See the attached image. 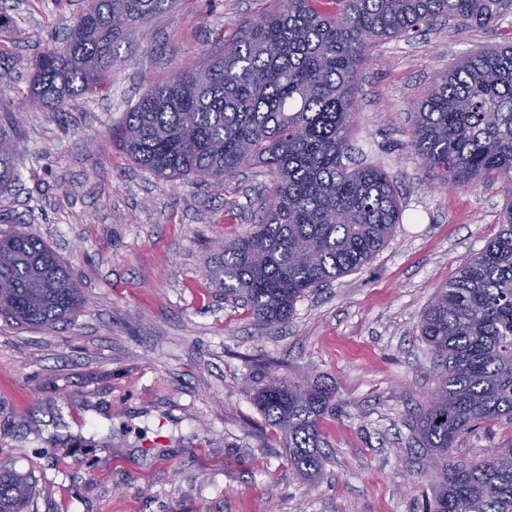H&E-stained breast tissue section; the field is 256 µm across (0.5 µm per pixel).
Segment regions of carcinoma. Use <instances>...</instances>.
Here are the masks:
<instances>
[{
    "mask_svg": "<svg viewBox=\"0 0 512 512\" xmlns=\"http://www.w3.org/2000/svg\"><path fill=\"white\" fill-rule=\"evenodd\" d=\"M175 0H89L65 41L32 64L27 97L59 114L72 97L102 91L115 43ZM512 0H282L242 26L221 54L156 82L128 112L123 145L140 167L166 178L217 184L249 166L276 180L258 224L224 247L208 275L265 327L293 317L304 295L368 263L400 219L391 176L350 166L355 85L377 41L452 22L490 27ZM0 98V193L17 180ZM412 147L446 187L499 182L502 230L437 289L421 325L441 368L411 415L433 478L426 512H512V441L478 460L458 459V440L499 418L512 421V44L480 50L438 74L410 126ZM85 304L77 278L34 232H0V316L51 327ZM336 389L270 375L256 405L281 435L295 473L322 467L320 427ZM33 486L0 469V512H25Z\"/></svg>",
    "mask_w": 512,
    "mask_h": 512,
    "instance_id": "cac0c4a2",
    "label": "carcinoma"
}]
</instances>
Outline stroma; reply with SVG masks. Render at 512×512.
Returning <instances> with one entry per match:
<instances>
[{"label": "stroma", "instance_id": "stroma-1", "mask_svg": "<svg viewBox=\"0 0 512 512\" xmlns=\"http://www.w3.org/2000/svg\"><path fill=\"white\" fill-rule=\"evenodd\" d=\"M280 0H176L116 44L105 91L64 118L30 107L29 65L88 0H0V53L16 61L0 98L19 119L20 181L0 216L22 218L81 280L70 320L26 329L0 317V467L31 477L28 512H423L429 462L409 413L436 384L419 335L438 287L496 237L500 184L440 187L410 145L411 115L436 75L494 29L445 26L378 42L361 70L351 161L392 176L401 222L368 264L310 292L263 329L206 267L257 223L274 176L226 185L158 177L123 150L127 112L159 79L222 50ZM336 387L321 423L327 459L299 479L254 402L267 374ZM512 440L485 423L455 456Z\"/></svg>", "mask_w": 512, "mask_h": 512}]
</instances>
